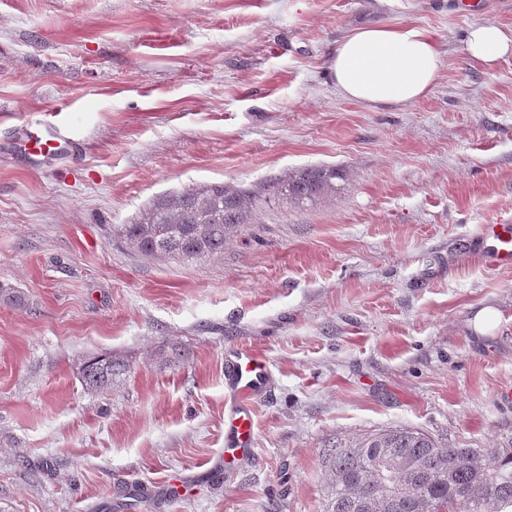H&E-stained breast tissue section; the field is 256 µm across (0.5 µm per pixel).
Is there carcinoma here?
<instances>
[{
    "mask_svg": "<svg viewBox=\"0 0 512 512\" xmlns=\"http://www.w3.org/2000/svg\"><path fill=\"white\" fill-rule=\"evenodd\" d=\"M342 171L312 165L270 185L272 196L298 208L336 192ZM258 192L224 184L199 185L154 197L113 235L137 252L173 260L211 258L251 221ZM126 364L110 355L85 360L83 389L112 388ZM392 462L385 490L366 481L381 457ZM327 495L323 512H512V448H441L431 435L395 427L366 434L326 454Z\"/></svg>",
    "mask_w": 512,
    "mask_h": 512,
    "instance_id": "carcinoma-1",
    "label": "carcinoma"
}]
</instances>
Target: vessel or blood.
Instances as JSON below:
<instances>
[{
  "label": "vessel or blood",
  "instance_id": "obj_1",
  "mask_svg": "<svg viewBox=\"0 0 512 512\" xmlns=\"http://www.w3.org/2000/svg\"><path fill=\"white\" fill-rule=\"evenodd\" d=\"M26 138L33 141L34 155L38 158L49 157L66 145L63 131L57 126L49 130L28 132ZM486 231L490 244L485 258L489 265L512 266V231L498 228L494 224L487 225ZM266 375L265 361L247 351L239 352L226 362V384L237 396L225 421L227 453L233 460H241L252 451L253 419L247 396L261 387Z\"/></svg>",
  "mask_w": 512,
  "mask_h": 512
}]
</instances>
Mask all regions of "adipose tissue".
Wrapping results in <instances>:
<instances>
[{"label":"adipose tissue","mask_w":512,"mask_h":512,"mask_svg":"<svg viewBox=\"0 0 512 512\" xmlns=\"http://www.w3.org/2000/svg\"><path fill=\"white\" fill-rule=\"evenodd\" d=\"M466 52L485 67L512 57V34L493 22L470 27ZM442 65L434 38L412 27L373 25L351 31L337 45L330 71L337 91L368 105L409 104L434 87Z\"/></svg>","instance_id":"obj_1"}]
</instances>
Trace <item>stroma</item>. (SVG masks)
<instances>
[{
    "mask_svg": "<svg viewBox=\"0 0 512 512\" xmlns=\"http://www.w3.org/2000/svg\"><path fill=\"white\" fill-rule=\"evenodd\" d=\"M512 0H0V512H321L324 455L410 427L512 448ZM412 25L442 67L419 101L342 97L353 29ZM74 149L36 163L22 129ZM345 173L298 209L267 200L222 256L178 262L113 240L153 197L288 172ZM499 322L477 333L475 314ZM266 361L253 451L224 465V357ZM127 366L112 389L78 368ZM465 44L467 54L488 68L512 57V35L494 22L472 25ZM499 225L503 224L486 226L487 236L491 242L487 246L484 256L490 266H512V231L507 230L504 226L498 230ZM125 370L126 364L112 355L93 356L85 360L80 369L83 389L95 394L111 389Z\"/></svg>",
    "mask_w": 512,
    "mask_h": 512,
    "instance_id": "1",
    "label": "stroma"
}]
</instances>
